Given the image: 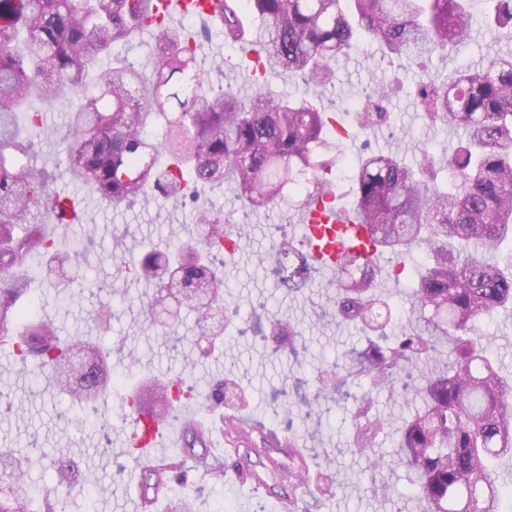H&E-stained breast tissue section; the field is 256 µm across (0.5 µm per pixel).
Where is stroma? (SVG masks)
Returning a JSON list of instances; mask_svg holds the SVG:
<instances>
[{
  "instance_id": "stroma-1",
  "label": "stroma",
  "mask_w": 512,
  "mask_h": 512,
  "mask_svg": "<svg viewBox=\"0 0 512 512\" xmlns=\"http://www.w3.org/2000/svg\"><path fill=\"white\" fill-rule=\"evenodd\" d=\"M507 54L512 55L510 28L474 27L465 49L433 57L423 71L405 69L399 60L382 57L376 42L362 41L350 56L337 60L332 83L311 88L310 94L327 112L343 113L356 127L357 140L345 147L350 163L365 141L376 151H406L413 163L420 161L423 147L445 159L458 135L448 127L433 129L425 123L415 97L417 85L431 76H448L460 64L484 65ZM375 91L385 92L390 119L366 125L351 104ZM32 106L42 107L37 100ZM66 109L63 101L45 108V127L27 133L32 143L28 159L47 173L53 192L85 199L83 223L70 225L60 240L65 250L81 240L85 254L78 260L65 257L62 278L34 279L19 303L34 318L53 322L60 336L103 347L110 354V367L124 368L126 375L105 405L112 429L104 437L84 423L79 405L43 380L34 356L0 350V448L25 454L27 473L42 490L31 503L33 512H133L134 461L124 446L131 422L120 402L135 394L150 400L155 381L176 374L193 390L173 412L170 428H183L197 406L215 407L226 415L255 420L295 442L311 471L328 468L336 481L335 495L306 496L308 512H419L411 498L412 476L397 462L394 430H385L376 439L375 451L386 461L380 471L370 469L367 458L350 449L355 432L352 413L366 381L350 380L349 396L341 404L329 396H314L317 368L343 364L345 353L364 342L359 327L322 313L332 276L314 274L307 290L287 296L271 269L259 263L260 257L272 254L268 225H285L287 234H294L298 206L251 210L229 189L204 186L195 206L153 197L119 213L106 209L100 199H87L85 189L65 175ZM199 205L223 211L231 224L246 227L237 253L225 257L222 268L239 314L226 322L223 336L209 343L201 340L194 315L180 311L181 342L175 346L163 338L153 316L160 298L155 283L128 277L127 267L143 251H166L193 230ZM273 319L287 320L301 334L306 350L299 359H289L279 341L256 333V326H268ZM227 380L234 390L222 404H215L212 391ZM302 391L314 397L311 412L299 408ZM328 453L334 458L330 465L324 461ZM227 466L220 483L187 469L186 483L172 487L171 507L188 499L194 512H272L275 499L291 492L286 473L292 461L282 450L259 453L244 446ZM70 485L76 491L69 496L65 490Z\"/></svg>"
}]
</instances>
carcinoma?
<instances>
[{
  "label": "carcinoma",
  "mask_w": 512,
  "mask_h": 512,
  "mask_svg": "<svg viewBox=\"0 0 512 512\" xmlns=\"http://www.w3.org/2000/svg\"><path fill=\"white\" fill-rule=\"evenodd\" d=\"M224 38L237 43L251 17L265 21L260 63L268 71L323 85L332 65L357 42L370 38L383 54L423 69L434 55L459 49L476 24L512 25V0H222ZM152 0H0V339L15 337L23 311L18 294L31 283L28 259L44 258L40 275L50 280L61 259L47 224L73 202L51 195L47 176L23 161L31 145L21 123L44 126V113L26 110L30 98L53 105L80 100L64 138L66 173L100 198L121 206L154 190L176 197L187 178L226 185L243 205L268 208L300 194V208L335 191L345 165L344 143L353 134L332 122L309 93L281 97L263 84L218 94L205 89L196 55L182 31L162 26L156 52L142 69L116 65L94 84L88 72L100 55L127 46L140 33ZM428 125L460 131L446 169L454 189L438 188L443 168L425 148L412 167L391 152H375L355 166L352 212L368 224L378 253L406 256L426 249L417 265L409 307L392 335L388 303L372 291L382 274L376 261L346 255L336 267L330 299L345 321L375 333L351 349L341 368L321 369L314 399L347 398V375L366 376L365 396L411 393L422 406L396 427L398 463L413 475L412 497L421 512H503L496 462L512 458V376L488 356L482 324L512 307V256H496L512 239V56L481 69L430 78L418 90ZM202 232L174 244V259L143 256L139 274L167 279L196 316L200 335L224 333L237 309L224 297V280L203 263L199 249L224 251V237L241 228L224 213L199 210ZM51 323L32 319L18 341L19 356L35 354L40 367L72 384L76 399L104 400L102 352L81 341L56 342ZM421 370L422 382L407 379ZM159 419L174 411L184 390L175 378L161 385ZM354 451L378 470L373 453L388 419L353 415ZM24 456L0 448V512H27L32 487ZM288 470L292 512L309 484Z\"/></svg>",
  "instance_id": "obj_1"
}]
</instances>
